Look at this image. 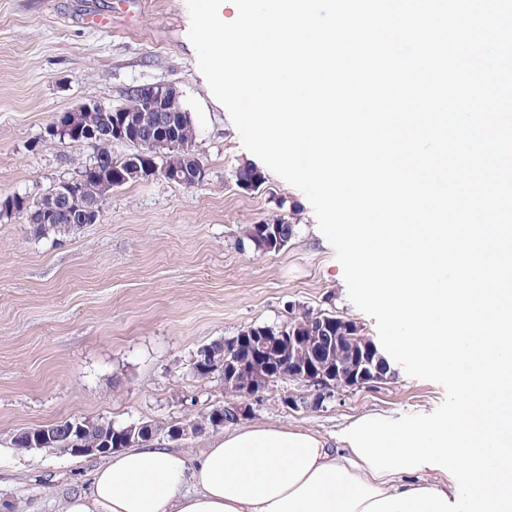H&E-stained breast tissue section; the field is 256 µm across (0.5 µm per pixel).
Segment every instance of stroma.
I'll return each mask as SVG.
<instances>
[{
	"label": "stroma",
	"instance_id": "stroma-1",
	"mask_svg": "<svg viewBox=\"0 0 512 512\" xmlns=\"http://www.w3.org/2000/svg\"><path fill=\"white\" fill-rule=\"evenodd\" d=\"M189 28L186 0H0V196L42 197L95 155L88 142L45 143L57 115L92 101L121 105L146 83L181 92L206 169L190 188L148 177L115 189L99 223L54 239L0 217V512H60L97 464L17 448L24 429L69 418L150 421L155 444L194 452L215 430L174 441L169 428L227 397L220 377L191 373L203 347L304 311L378 337L349 300L304 194L271 172L260 190L237 185L240 166L263 163L216 103ZM280 218L296 226L283 249L244 244L250 225ZM391 369V380L342 389L318 411L288 408L298 386L275 383L246 421L328 434L366 412L397 419L443 401L440 384Z\"/></svg>",
	"mask_w": 512,
	"mask_h": 512
}]
</instances>
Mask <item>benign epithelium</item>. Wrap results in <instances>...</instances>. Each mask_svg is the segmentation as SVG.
<instances>
[{
    "instance_id": "obj_1",
    "label": "benign epithelium",
    "mask_w": 512,
    "mask_h": 512,
    "mask_svg": "<svg viewBox=\"0 0 512 512\" xmlns=\"http://www.w3.org/2000/svg\"><path fill=\"white\" fill-rule=\"evenodd\" d=\"M133 93L141 97L146 107L154 109L157 104H162L167 112L182 111L181 94L177 88L165 84H145L134 88ZM80 112L101 113V124L96 129L81 130L78 127L76 114ZM69 133L75 140L95 138L105 139L112 143L115 141L133 143L141 147V151L130 156V159L123 164V167L133 169L144 163L145 169L155 176L165 178L168 176L166 167L159 164L163 158V149L170 146V141L163 137L156 141L149 139L144 143L138 139H131L129 126L126 125V118L114 114V108L101 102L86 103L78 108L69 111L57 118L49 128V136L57 137L62 133ZM188 160L192 162V173L177 177V182L185 187L197 185L198 179L205 175V169L195 153H190ZM53 202H58L71 209L72 219L76 224H95L101 219L102 205L97 202H88L79 198L74 186L70 182H62L51 192L46 194ZM312 331L315 333V340L320 348H332L336 345L337 337L330 330V321L322 314L312 316ZM279 339L288 343V351L283 353L276 365L267 364L268 341L265 336H254L252 332H244L228 340V349L236 351L246 348L250 357L260 364V371L257 377L248 385L239 388L236 396L241 401L231 403L224 407V415L232 414L238 416L248 408V401L255 400L268 389L276 380L293 381L306 388V394L288 396V406L297 408H309L320 410L326 403L336 398V393L346 387H362L370 383H379L388 379L390 371L387 361L378 357L374 360L367 359L362 365L346 372L334 364L326 367L317 362L303 360L294 354L299 346L300 337L294 335L293 330L282 328ZM27 443L30 449L52 450L54 446V432L51 427H38L27 431ZM115 438L112 446L102 448H83L79 445L73 448H61L59 452L72 456H94L103 457L115 451L134 444L140 437L153 438L154 433L149 423L132 425L114 431Z\"/></svg>"
}]
</instances>
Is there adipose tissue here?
Instances as JSON below:
<instances>
[{
    "label": "adipose tissue",
    "mask_w": 512,
    "mask_h": 512,
    "mask_svg": "<svg viewBox=\"0 0 512 512\" xmlns=\"http://www.w3.org/2000/svg\"><path fill=\"white\" fill-rule=\"evenodd\" d=\"M417 488L455 496L442 470L373 473L349 443L301 428L247 425L196 454L140 444L106 457L62 512H362Z\"/></svg>",
    "instance_id": "ef3b65f1"
}]
</instances>
